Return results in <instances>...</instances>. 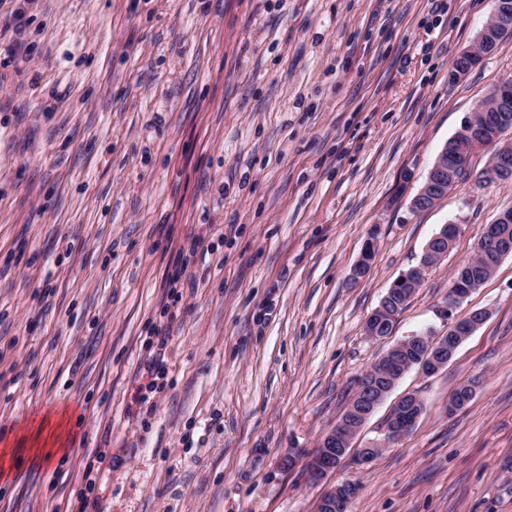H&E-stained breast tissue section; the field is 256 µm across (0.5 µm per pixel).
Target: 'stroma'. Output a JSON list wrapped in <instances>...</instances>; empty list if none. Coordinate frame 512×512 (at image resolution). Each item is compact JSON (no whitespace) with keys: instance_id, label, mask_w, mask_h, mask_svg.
Returning <instances> with one entry per match:
<instances>
[{"instance_id":"35a3bbf8","label":"stroma","mask_w":512,"mask_h":512,"mask_svg":"<svg viewBox=\"0 0 512 512\" xmlns=\"http://www.w3.org/2000/svg\"><path fill=\"white\" fill-rule=\"evenodd\" d=\"M494 8L0 0V512H314L325 483L303 463L352 381L446 332L451 271L512 207V183L476 177L489 145L473 177L409 208L512 79V38L450 78ZM449 222L448 256L367 338ZM473 309L490 316L455 358L406 373L355 445L412 391L413 432L329 476L359 483L351 512H512V256L456 314ZM460 228V224H444L440 231L430 239L425 247L420 262L404 272L399 279L394 281V283L396 281L397 282L395 284L393 283L394 285L392 284L380 305L367 317L364 324V332L366 336L370 338H379L391 334L395 321L388 324L384 333L379 336L380 329L384 327V324L390 319L395 318L394 305L396 304V301L403 298L404 295L402 289H397L395 286L403 282L413 284L416 281L420 282V286H422L429 271L440 264L452 249V246L459 235ZM433 241H437L439 243L438 250L431 249V243Z\"/></svg>"}]
</instances>
